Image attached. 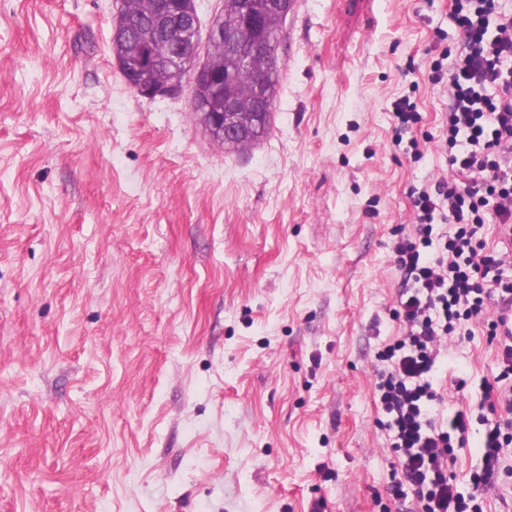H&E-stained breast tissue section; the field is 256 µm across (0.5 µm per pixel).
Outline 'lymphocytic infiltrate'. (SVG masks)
Segmentation results:
<instances>
[{
    "label": "lymphocytic infiltrate",
    "instance_id": "f902f5d3",
    "mask_svg": "<svg viewBox=\"0 0 512 512\" xmlns=\"http://www.w3.org/2000/svg\"><path fill=\"white\" fill-rule=\"evenodd\" d=\"M455 17L459 45L431 74L448 97L437 139L448 168L411 190L415 222L393 243L403 276L394 313L403 334L373 363L395 457L390 493L413 496L421 512H483L451 473L467 415L443 424L429 416L440 398L436 362L477 320L497 342L500 372L484 396L492 420L483 465L471 476L475 487L493 483L512 447V12L496 0H455ZM438 220L454 232L435 234ZM487 224L497 225L500 246L488 248L480 237Z\"/></svg>",
    "mask_w": 512,
    "mask_h": 512
}]
</instances>
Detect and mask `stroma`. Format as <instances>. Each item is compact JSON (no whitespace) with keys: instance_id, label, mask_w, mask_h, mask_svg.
Returning a JSON list of instances; mask_svg holds the SVG:
<instances>
[{"instance_id":"1","label":"stroma","mask_w":512,"mask_h":512,"mask_svg":"<svg viewBox=\"0 0 512 512\" xmlns=\"http://www.w3.org/2000/svg\"><path fill=\"white\" fill-rule=\"evenodd\" d=\"M115 0H0V512H417L372 362L403 326L392 232L448 163L454 0H297L267 134L214 141L190 85L147 99ZM409 96L418 154L393 143ZM437 361L482 465L485 328Z\"/></svg>"}]
</instances>
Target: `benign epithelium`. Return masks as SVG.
<instances>
[{
	"mask_svg": "<svg viewBox=\"0 0 512 512\" xmlns=\"http://www.w3.org/2000/svg\"><path fill=\"white\" fill-rule=\"evenodd\" d=\"M149 7L153 26L136 37L128 29L122 12H116L112 39L120 40L126 48L124 55L116 56L114 60L127 84L140 95L155 98L171 94L179 84L157 83L151 79V73L164 62L180 63L186 60V56L176 33L181 15L180 0H149ZM241 10L245 15L243 26H234L226 31L222 23H215L209 38L219 46L224 45V38H229L235 54L251 62L267 55L265 43L256 37L263 26V18L260 7L253 0L241 5ZM188 73L193 87L205 95L202 117L209 133L229 142L237 141L242 136L237 124L239 100L225 89L224 73L214 70L209 62L193 65Z\"/></svg>",
	"mask_w": 512,
	"mask_h": 512,
	"instance_id": "benign-epithelium-1",
	"label": "benign epithelium"
}]
</instances>
